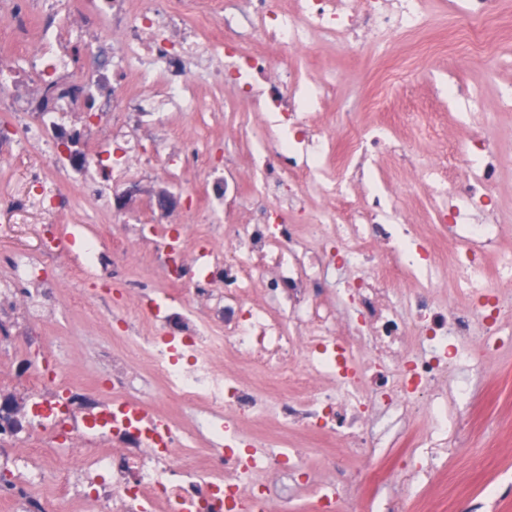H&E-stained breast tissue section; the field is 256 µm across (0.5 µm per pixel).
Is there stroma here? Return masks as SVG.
<instances>
[{
    "mask_svg": "<svg viewBox=\"0 0 512 512\" xmlns=\"http://www.w3.org/2000/svg\"><path fill=\"white\" fill-rule=\"evenodd\" d=\"M426 7L436 20L427 30L394 35L373 52L353 55L336 46L326 48L323 56L308 58V65L326 82L329 107L321 122L331 125L340 113L348 112L356 124L365 126L389 112H411V137L426 151L439 153L440 139L458 142L474 128L487 131L501 156L512 158V109L503 106L512 92V58L501 53L502 46L512 45V0H498L490 43L477 57L464 54L459 46L450 0H427ZM446 80L477 98L472 124L459 121L447 96L440 93ZM46 164L44 148L0 144V256L40 260L46 229L42 214L34 209L18 213L1 203L26 194L30 172ZM380 172L386 183L401 189L410 221H430L434 202L414 185L408 170L385 162ZM81 253L77 245L54 253L49 261L56 268L77 270L78 275L42 303L41 332L49 337L51 348L41 358L62 364L79 377L93 370L105 377L110 368L98 360L97 352L112 333L107 314L67 305L70 291L95 286L91 275L78 269ZM472 394V405L456 408L467 429L453 440L448 453L447 488L455 498L512 477V456L495 454L499 448L512 449V356L490 362Z\"/></svg>",
    "mask_w": 512,
    "mask_h": 512,
    "instance_id": "1",
    "label": "stroma"
}]
</instances>
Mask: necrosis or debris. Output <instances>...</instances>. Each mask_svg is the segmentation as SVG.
Returning a JSON list of instances; mask_svg holds the SVG:
<instances>
[{
    "instance_id": "1",
    "label": "necrosis or debris",
    "mask_w": 512,
    "mask_h": 512,
    "mask_svg": "<svg viewBox=\"0 0 512 512\" xmlns=\"http://www.w3.org/2000/svg\"><path fill=\"white\" fill-rule=\"evenodd\" d=\"M453 9L468 21L463 42L482 50L488 34L477 23L496 0H454ZM431 24L426 0H0V99L21 118L16 142L48 153L29 203L51 219L90 182L106 203L154 169L205 227L177 230L161 205L136 224L118 210L107 225L88 214L96 230L84 261L122 295L85 291L75 301L93 312L107 302L123 325L102 352L112 377L78 380L32 361L12 372L31 396L22 418L0 402V449L25 444L32 468L0 481L1 503L273 512L278 490L265 476L275 470L312 488L314 512H353L365 487L373 512H403L386 492L396 477L430 486L447 459L449 399H466L471 377L512 349V297L499 288L512 280V249L500 241L497 149L482 135L462 142L452 180L447 164L391 125H318L326 89L292 56L318 38L356 53ZM229 85L246 103L241 127L253 113L266 118L252 149L228 140L217 159L209 100ZM76 112L103 122L74 129ZM155 115L172 133L195 119L198 135L178 157L140 150L138 127ZM382 154L411 167L436 203L433 225L400 223L398 191L366 193ZM189 169L203 180L183 182ZM315 196L324 207H311ZM236 204L251 223L234 221ZM219 282L220 329L196 311ZM142 370L165 448L112 418L113 403L132 402ZM186 407L202 413L195 429L178 419ZM79 473L88 485L74 483Z\"/></svg>"
}]
</instances>
